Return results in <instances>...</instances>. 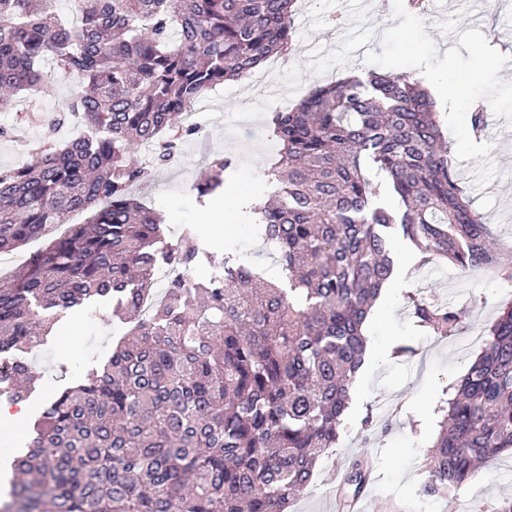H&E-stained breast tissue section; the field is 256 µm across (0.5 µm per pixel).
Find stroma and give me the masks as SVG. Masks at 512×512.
<instances>
[{"label": "stroma", "mask_w": 512, "mask_h": 512, "mask_svg": "<svg viewBox=\"0 0 512 512\" xmlns=\"http://www.w3.org/2000/svg\"><path fill=\"white\" fill-rule=\"evenodd\" d=\"M408 0H301L294 16L297 51L291 62L271 73L269 87L245 80L229 90L208 94L197 135L183 141L166 166L153 164L150 148L133 158L148 167V179L135 188L159 212L170 239L196 225L202 254L192 269L207 278L225 251H236L261 272L277 267V253L250 229L245 218L218 226L205 223L214 201H199L193 185L208 173L214 157H230L235 167L225 182L243 188L245 199H262L260 178L278 145L265 131L270 113L289 109L313 85L347 74L406 71L430 91L445 128L452 167L467 188L473 206L490 225L502 268H512V0H445V13H412ZM343 10L347 22L335 28L329 18ZM496 58L502 69L488 83L474 84L471 71L481 58ZM83 87L75 76L61 81L54 96L0 104V166L14 167L36 158L48 141L77 137L80 118L50 129L47 117ZM486 114V129L476 146L470 117ZM448 305L461 313L457 330L438 336L418 325L412 298ZM512 303V282L488 268L468 272L431 261L413 267L386 310L370 322L368 334L388 348V357L369 364L361 382L357 412L347 419L337 448L317 465L312 484L288 512H339L336 492L353 459L367 460L371 478L364 496L367 512H494L512 498V455L505 454L475 471L454 500L419 496L422 470L438 432V408L448 388L468 371L482 351L499 311ZM60 340L26 356L40 377L30 396L40 412L52 395L83 380L98 368L126 331L108 304L96 315L82 309L62 318Z\"/></svg>", "instance_id": "1"}]
</instances>
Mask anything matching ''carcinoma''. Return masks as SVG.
<instances>
[{
  "label": "carcinoma",
  "mask_w": 512,
  "mask_h": 512,
  "mask_svg": "<svg viewBox=\"0 0 512 512\" xmlns=\"http://www.w3.org/2000/svg\"><path fill=\"white\" fill-rule=\"evenodd\" d=\"M0 0V92L54 90L56 74L87 90L60 110L83 134L41 149L34 166L0 170V253L45 240L0 280V395L17 401L38 377L19 354L55 335L58 316L113 301L133 322L99 370L48 400L0 512H287L336 447L363 362V325L394 277V234L422 263L496 267L489 226L457 183L429 91L411 74L369 72L313 86L271 113L279 144L271 192L251 207L275 246L283 281L228 252L208 280L189 271L198 233L167 240L133 187L148 172L131 147L170 162L194 134L184 114L230 80L290 49L298 0ZM228 158L195 184L224 193ZM76 210L91 212L72 224ZM183 273L143 308L156 269ZM419 325L453 332L450 306L414 303ZM512 453V305L448 399L418 493L448 498L478 467ZM367 476L353 462L345 484Z\"/></svg>",
  "instance_id": "1"
}]
</instances>
